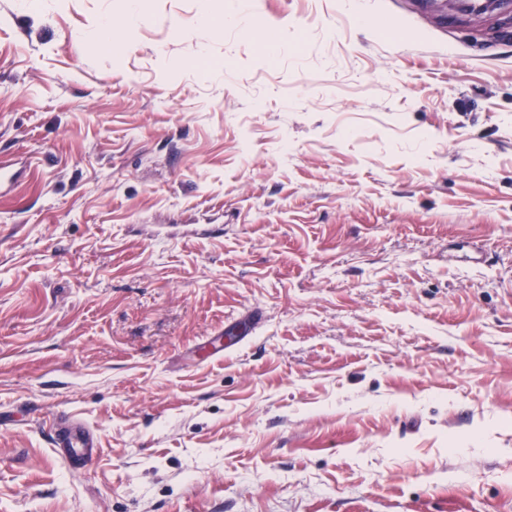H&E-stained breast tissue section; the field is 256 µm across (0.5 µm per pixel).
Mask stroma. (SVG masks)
<instances>
[{
	"mask_svg": "<svg viewBox=\"0 0 512 512\" xmlns=\"http://www.w3.org/2000/svg\"><path fill=\"white\" fill-rule=\"evenodd\" d=\"M233 2L0 0V512H512V16ZM53 448L66 460L72 469L81 468L92 460L99 450V445L92 433L83 425L75 422H63L57 415L50 424Z\"/></svg>",
	"mask_w": 512,
	"mask_h": 512,
	"instance_id": "1",
	"label": "stroma"
}]
</instances>
